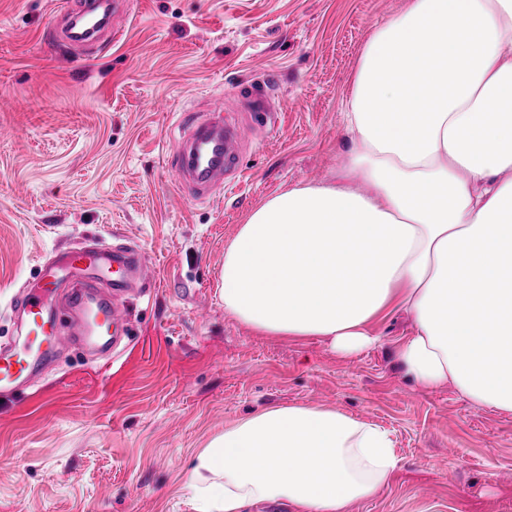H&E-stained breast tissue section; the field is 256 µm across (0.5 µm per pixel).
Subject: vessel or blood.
<instances>
[{"label": "vessel or blood", "mask_w": 512, "mask_h": 512, "mask_svg": "<svg viewBox=\"0 0 512 512\" xmlns=\"http://www.w3.org/2000/svg\"><path fill=\"white\" fill-rule=\"evenodd\" d=\"M177 128L186 145L183 182L199 196L209 195L234 174L241 147L251 135L249 124L211 116L178 122ZM108 268L115 275L105 290L93 273ZM146 281L144 257L129 244L88 240L47 256L34 280L13 300L25 333L9 344L0 343V397L34 386L54 350L79 345L111 354L117 330L126 323L123 298L133 284Z\"/></svg>", "instance_id": "1"}]
</instances>
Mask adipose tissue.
Wrapping results in <instances>:
<instances>
[{"instance_id": "obj_1", "label": "adipose tissue", "mask_w": 512, "mask_h": 512, "mask_svg": "<svg viewBox=\"0 0 512 512\" xmlns=\"http://www.w3.org/2000/svg\"><path fill=\"white\" fill-rule=\"evenodd\" d=\"M336 183L271 196L224 249V311L344 356L407 313L396 357L512 415V0H409L374 29L344 103ZM399 468L387 429L323 405L266 408L197 456L195 512H351Z\"/></svg>"}]
</instances>
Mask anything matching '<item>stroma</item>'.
I'll return each mask as SVG.
<instances>
[{"instance_id":"obj_1","label":"stroma","mask_w":512,"mask_h":512,"mask_svg":"<svg viewBox=\"0 0 512 512\" xmlns=\"http://www.w3.org/2000/svg\"><path fill=\"white\" fill-rule=\"evenodd\" d=\"M87 0H0V341L11 301L54 249L129 241L151 287L126 298L114 357L57 355L0 398V512H195L189 467L225 428L322 404L392 434L399 469L354 512H512V416L419 388L403 312L353 358L265 336L224 312V249L278 191L327 183L351 147L343 103L374 30L407 0H122L91 46L62 39ZM274 122L228 186L188 193L166 159L183 113Z\"/></svg>"}]
</instances>
